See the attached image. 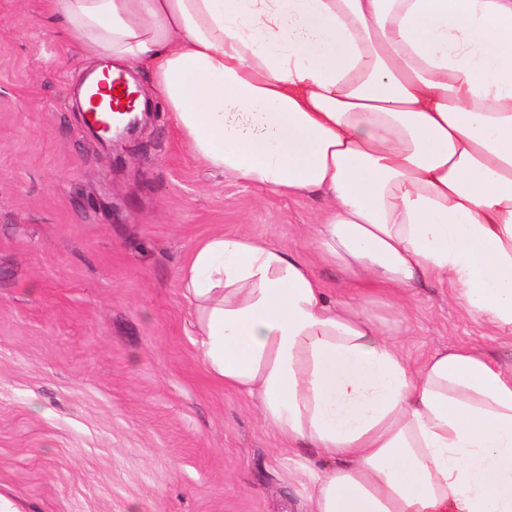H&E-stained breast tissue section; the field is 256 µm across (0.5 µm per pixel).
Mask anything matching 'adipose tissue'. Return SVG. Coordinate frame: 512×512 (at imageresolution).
Returning <instances> with one entry per match:
<instances>
[{
	"instance_id": "1",
	"label": "adipose tissue",
	"mask_w": 512,
	"mask_h": 512,
	"mask_svg": "<svg viewBox=\"0 0 512 512\" xmlns=\"http://www.w3.org/2000/svg\"><path fill=\"white\" fill-rule=\"evenodd\" d=\"M87 56L144 71L193 156L320 193L300 255L213 233L181 268L203 367L327 459L308 512H512V370L414 362L371 311L448 285L512 335V0H48Z\"/></svg>"
}]
</instances>
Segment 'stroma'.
I'll list each match as a JSON object with an SVG mask.
<instances>
[{"label": "stroma", "mask_w": 512, "mask_h": 512, "mask_svg": "<svg viewBox=\"0 0 512 512\" xmlns=\"http://www.w3.org/2000/svg\"><path fill=\"white\" fill-rule=\"evenodd\" d=\"M45 0H0V489L28 512H306L315 449H281L256 399L213 382L188 336L180 270L212 232L273 238L337 298L316 257L323 202L195 160L148 77L152 116L112 163L76 92L94 69ZM383 312L414 361L475 346L512 366V335L428 284Z\"/></svg>", "instance_id": "1"}]
</instances>
